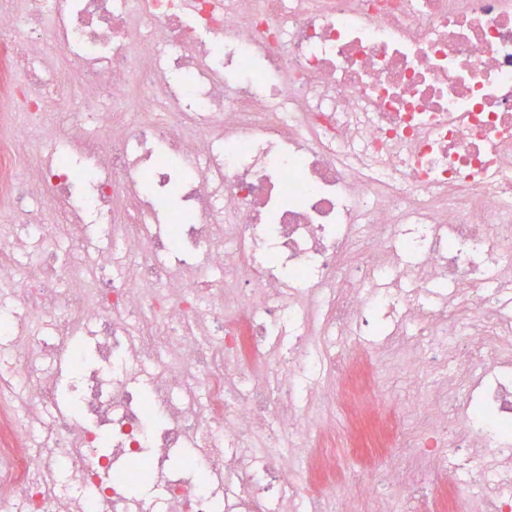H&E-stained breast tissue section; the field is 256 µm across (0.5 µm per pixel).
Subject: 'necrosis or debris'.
I'll return each mask as SVG.
<instances>
[{
  "label": "necrosis or debris",
  "instance_id": "obj_1",
  "mask_svg": "<svg viewBox=\"0 0 512 512\" xmlns=\"http://www.w3.org/2000/svg\"><path fill=\"white\" fill-rule=\"evenodd\" d=\"M0 33L19 116L0 195L20 226L0 235L18 306L0 320L16 342L0 351V512H132L143 470L162 512H360L388 487L400 512H512V0H0ZM47 36L84 91L58 88L55 148L21 166ZM53 224L78 256L88 225L111 242L60 267L47 241L17 271ZM391 288L381 353L415 393L385 418L376 369L312 339L376 334ZM26 314L52 341L25 335ZM285 326L289 353L265 352ZM59 355L80 364L83 415L45 422ZM323 363L342 364L343 393L300 390ZM344 394L360 398L357 468L335 450ZM36 426L67 485L30 457Z\"/></svg>",
  "mask_w": 512,
  "mask_h": 512
}]
</instances>
